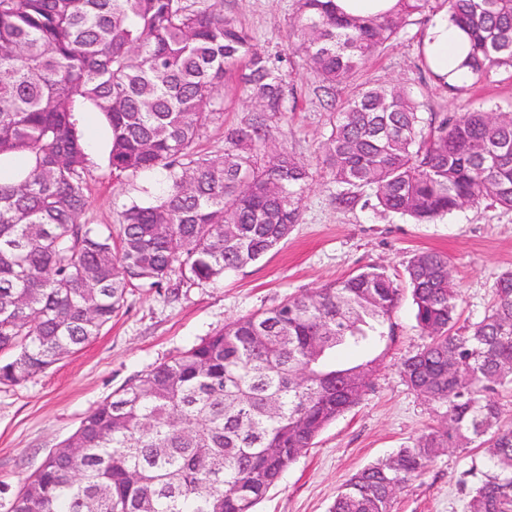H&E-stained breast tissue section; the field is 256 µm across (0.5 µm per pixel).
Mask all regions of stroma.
<instances>
[{"label": "stroma", "mask_w": 512, "mask_h": 512, "mask_svg": "<svg viewBox=\"0 0 512 512\" xmlns=\"http://www.w3.org/2000/svg\"><path fill=\"white\" fill-rule=\"evenodd\" d=\"M223 10L249 31L256 47L287 59L288 110L269 118L268 143L310 165L302 220L285 243L223 280L197 284L175 278L167 288H129L118 316L80 350L22 385H0V512H9L21 480L113 391L231 319L369 265L384 267L394 281H403L409 257L431 249L447 255L460 291L461 317L475 322L493 301L497 277L512 270V211L465 208L417 224L381 213L366 193L345 206L338 203V188L317 161L318 148L330 131V114L350 98L355 83L403 86L423 102L424 114L445 116L478 107L512 112L511 74L498 71L455 95L428 80L419 54L422 32L432 18L427 11L412 17L397 40L362 67L355 83L331 86L307 71L292 49L295 0H223ZM217 97L224 111L199 139L196 150L202 155L222 153L228 131L257 117L235 84L219 88ZM89 154V206L83 222L117 224L124 204L147 191L160 193L165 185L161 172L114 175L105 135H98ZM392 322L394 339L359 403L322 431L256 512H329L350 474L388 458L435 423L436 409L406 386L397 369L400 357L422 342L410 296H403ZM481 463V452L448 449L398 495L394 512H467L459 481Z\"/></svg>", "instance_id": "stroma-1"}]
</instances>
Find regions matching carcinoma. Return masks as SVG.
Listing matches in <instances>:
<instances>
[{
    "label": "carcinoma",
    "mask_w": 512,
    "mask_h": 512,
    "mask_svg": "<svg viewBox=\"0 0 512 512\" xmlns=\"http://www.w3.org/2000/svg\"><path fill=\"white\" fill-rule=\"evenodd\" d=\"M431 0L394 16L349 18L332 0H296L295 51L325 82H347ZM466 32L477 83L512 69V0H444ZM233 80L273 116L287 112L283 59L258 50L220 4L195 0H0V384L19 385L97 336L127 288L178 273L198 284L253 263L302 219L309 164L267 146L266 126L229 131L224 152L197 140L221 117ZM104 117L112 173H166L162 193L110 224L81 222L90 157L79 113ZM397 85L356 87L330 119L320 156L338 202L418 223L455 210H512V112L430 119ZM437 251L411 256L405 284L422 344L405 355L407 387L444 409L412 443L338 488L331 512H393L398 495L448 448L485 451L467 512H512V271L485 316L459 325V291ZM402 288L377 267L236 318L116 390L22 480L10 512H255L283 472L358 404L381 355L342 349L393 339Z\"/></svg>",
    "instance_id": "obj_1"
}]
</instances>
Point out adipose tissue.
<instances>
[{
  "label": "adipose tissue",
  "instance_id": "1",
  "mask_svg": "<svg viewBox=\"0 0 512 512\" xmlns=\"http://www.w3.org/2000/svg\"><path fill=\"white\" fill-rule=\"evenodd\" d=\"M422 44L432 72L457 85L468 82L469 71L462 66L469 50L468 39L462 30L449 24L447 7L438 6L423 33Z\"/></svg>",
  "mask_w": 512,
  "mask_h": 512
}]
</instances>
